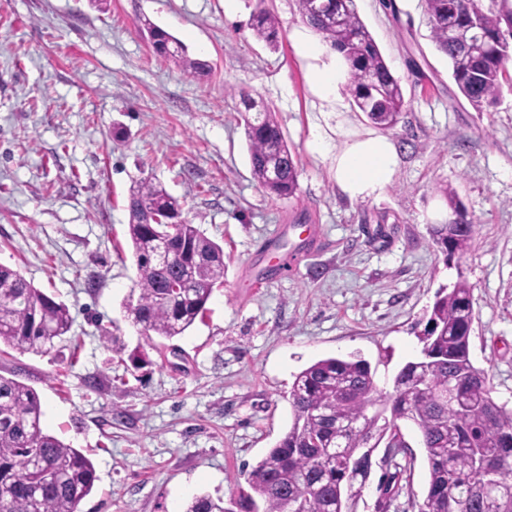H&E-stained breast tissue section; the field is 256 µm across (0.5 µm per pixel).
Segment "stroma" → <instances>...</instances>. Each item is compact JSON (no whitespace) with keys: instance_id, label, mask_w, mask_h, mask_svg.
Masks as SVG:
<instances>
[{"instance_id":"1","label":"stroma","mask_w":512,"mask_h":512,"mask_svg":"<svg viewBox=\"0 0 512 512\" xmlns=\"http://www.w3.org/2000/svg\"><path fill=\"white\" fill-rule=\"evenodd\" d=\"M408 107L388 131L401 163L379 196L351 200L333 155L374 129L346 88L321 98L296 0H0V263L65 303L69 341L0 353V375L34 388L43 428L92 460L79 512H184L194 496L233 497L292 423L294 377L359 355L391 389L419 357L435 295L473 286L470 358L512 409V93L485 112L460 94L430 37L423 0H356ZM279 20L277 47L249 27ZM168 31L209 75L157 56L143 20ZM275 119L298 169L290 198L255 180L246 102ZM323 134L328 151L310 143ZM148 178L224 249V286L173 341L147 338L126 304L137 279L128 196ZM455 189L477 232L446 259L430 216ZM296 261L294 273L278 260ZM378 446L353 512H418L428 467L420 437Z\"/></svg>"}]
</instances>
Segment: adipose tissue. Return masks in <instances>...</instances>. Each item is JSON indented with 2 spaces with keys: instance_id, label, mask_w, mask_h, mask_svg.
Returning a JSON list of instances; mask_svg holds the SVG:
<instances>
[{
  "instance_id": "ef3b65f1",
  "label": "adipose tissue",
  "mask_w": 512,
  "mask_h": 512,
  "mask_svg": "<svg viewBox=\"0 0 512 512\" xmlns=\"http://www.w3.org/2000/svg\"><path fill=\"white\" fill-rule=\"evenodd\" d=\"M336 184L349 199L381 194L392 182L400 165L393 142L382 135L352 140L334 159Z\"/></svg>"
}]
</instances>
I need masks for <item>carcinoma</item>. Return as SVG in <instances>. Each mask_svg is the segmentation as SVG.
I'll return each mask as SVG.
<instances>
[{
    "mask_svg": "<svg viewBox=\"0 0 512 512\" xmlns=\"http://www.w3.org/2000/svg\"><path fill=\"white\" fill-rule=\"evenodd\" d=\"M297 0L301 18L319 32L350 69L356 108L392 130L407 103L398 78L362 22L355 0ZM432 41L448 57L452 78L478 112L512 90V0H424ZM477 23L482 37L466 45L448 29ZM155 53L193 76L208 62L187 55L166 31L147 22ZM253 35L278 43L280 23L260 9ZM254 178L270 195L290 198L298 170L283 133L266 108L248 104L243 116ZM458 220L438 224L435 241L449 257L470 247L477 225L447 192ZM128 235L136 261L137 298L127 309L147 337L182 335L204 315L214 288L224 283V249L183 217L179 201L148 179L129 194ZM165 239L171 261L154 246ZM474 321L472 285L465 280L437 292L424 330L422 356L409 361L380 389L360 357L321 359L295 376L288 402L293 422L249 475L251 492L224 502L193 497L185 512H352L372 453L399 420L418 429L428 463V487L418 512H512V410L492 396L487 375L470 358ZM71 326L68 307L0 265V345L47 353ZM42 403L30 386L0 375V512H78L97 480L91 460L43 430Z\"/></svg>",
    "mask_w": 512,
    "mask_h": 512,
    "instance_id": "1",
    "label": "carcinoma"
}]
</instances>
